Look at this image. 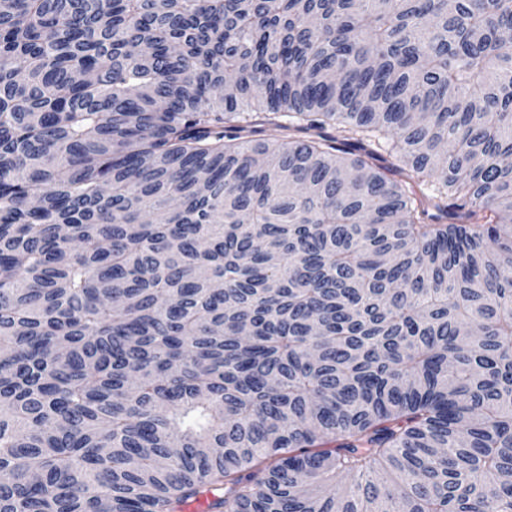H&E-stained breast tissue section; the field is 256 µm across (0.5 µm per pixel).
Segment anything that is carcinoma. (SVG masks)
<instances>
[{
	"label": "carcinoma",
	"mask_w": 512,
	"mask_h": 512,
	"mask_svg": "<svg viewBox=\"0 0 512 512\" xmlns=\"http://www.w3.org/2000/svg\"><path fill=\"white\" fill-rule=\"evenodd\" d=\"M511 32L0 0V512H512Z\"/></svg>",
	"instance_id": "1"
}]
</instances>
